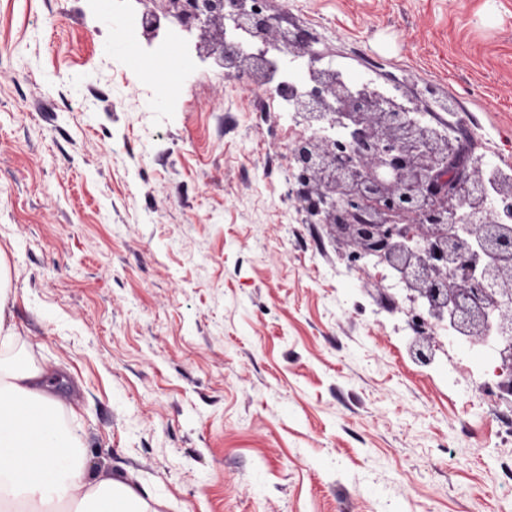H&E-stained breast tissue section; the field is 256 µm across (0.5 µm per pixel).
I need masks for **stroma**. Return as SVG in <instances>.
I'll use <instances>...</instances> for the list:
<instances>
[{"label": "stroma", "instance_id": "1", "mask_svg": "<svg viewBox=\"0 0 512 512\" xmlns=\"http://www.w3.org/2000/svg\"><path fill=\"white\" fill-rule=\"evenodd\" d=\"M281 29L512 165V0H263ZM171 0H0V319L94 478L154 512H512V403L424 365L384 267L288 197L312 129L206 61L147 75Z\"/></svg>", "mask_w": 512, "mask_h": 512}]
</instances>
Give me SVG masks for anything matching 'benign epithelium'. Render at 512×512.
I'll return each mask as SVG.
<instances>
[{"label": "benign epithelium", "instance_id": "1", "mask_svg": "<svg viewBox=\"0 0 512 512\" xmlns=\"http://www.w3.org/2000/svg\"><path fill=\"white\" fill-rule=\"evenodd\" d=\"M191 20L224 28V0H191ZM252 49L223 38L210 54L238 75L258 78L270 50L312 54L300 33L261 13L234 18ZM313 94L294 112L308 127L341 125L349 140H299L296 195L308 220L334 228L352 248L395 274L416 309L448 320L455 339L494 342L502 392L512 396V225L486 202L493 192L512 211V186L486 177L487 162L423 120V113L368 85L355 91L332 69L311 72ZM416 358L431 363V337L418 336Z\"/></svg>", "mask_w": 512, "mask_h": 512}]
</instances>
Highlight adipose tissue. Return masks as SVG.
I'll list each match as a JSON object with an SVG mask.
<instances>
[{
    "label": "adipose tissue",
    "instance_id": "adipose-tissue-1",
    "mask_svg": "<svg viewBox=\"0 0 512 512\" xmlns=\"http://www.w3.org/2000/svg\"><path fill=\"white\" fill-rule=\"evenodd\" d=\"M0 512H152L118 481H91L45 373L0 363Z\"/></svg>",
    "mask_w": 512,
    "mask_h": 512
}]
</instances>
